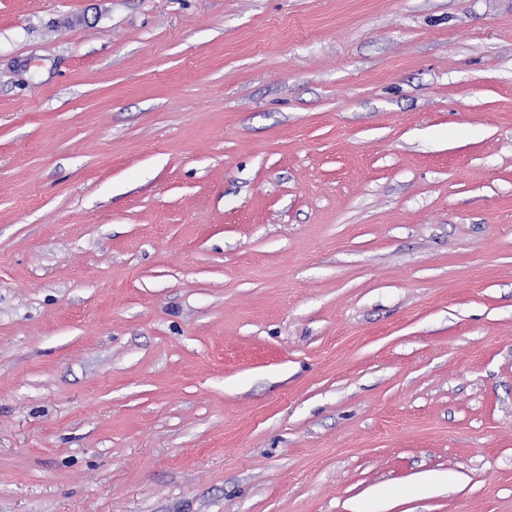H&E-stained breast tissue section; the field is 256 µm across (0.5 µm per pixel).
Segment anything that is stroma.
<instances>
[{
  "mask_svg": "<svg viewBox=\"0 0 512 512\" xmlns=\"http://www.w3.org/2000/svg\"><path fill=\"white\" fill-rule=\"evenodd\" d=\"M0 512H512V0H0Z\"/></svg>",
  "mask_w": 512,
  "mask_h": 512,
  "instance_id": "35a3bbf8",
  "label": "stroma"
}]
</instances>
